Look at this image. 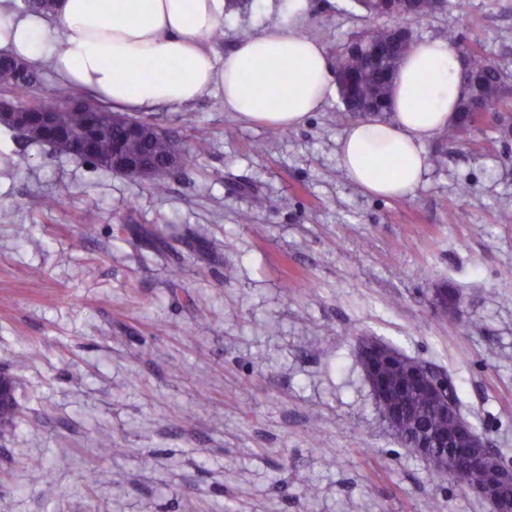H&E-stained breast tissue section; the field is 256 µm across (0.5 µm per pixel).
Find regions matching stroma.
Listing matches in <instances>:
<instances>
[{"label": "stroma", "instance_id": "1", "mask_svg": "<svg viewBox=\"0 0 512 512\" xmlns=\"http://www.w3.org/2000/svg\"><path fill=\"white\" fill-rule=\"evenodd\" d=\"M463 2L415 37L454 32L512 87V0ZM282 4L248 0L210 48L224 55L283 21ZM310 4L302 32L331 55L387 24L353 0ZM341 109L331 96L290 130L225 111L215 91L149 109L196 155L162 197L0 128L15 160L0 162L14 215L0 224V371L18 405L0 427V512H491L389 430L357 340L445 376L512 466V97L456 145L433 140L422 183L400 199L340 167ZM34 192L57 205L31 210ZM457 211L466 222H451ZM443 288L465 295L456 315L434 305ZM62 455L69 466L53 468Z\"/></svg>", "mask_w": 512, "mask_h": 512}]
</instances>
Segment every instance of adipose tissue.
Returning <instances> with one entry per match:
<instances>
[{
    "mask_svg": "<svg viewBox=\"0 0 512 512\" xmlns=\"http://www.w3.org/2000/svg\"><path fill=\"white\" fill-rule=\"evenodd\" d=\"M225 0H58L56 15L0 4V49L117 111L181 107L219 91L225 111L289 129L318 111L335 89L324 47L300 34L308 0H287L285 23L216 56L206 38ZM457 52L441 40L417 42L394 80L391 118L348 126L337 156L368 194L411 195L428 166L426 147L457 120Z\"/></svg>",
    "mask_w": 512,
    "mask_h": 512,
    "instance_id": "1",
    "label": "adipose tissue"
}]
</instances>
